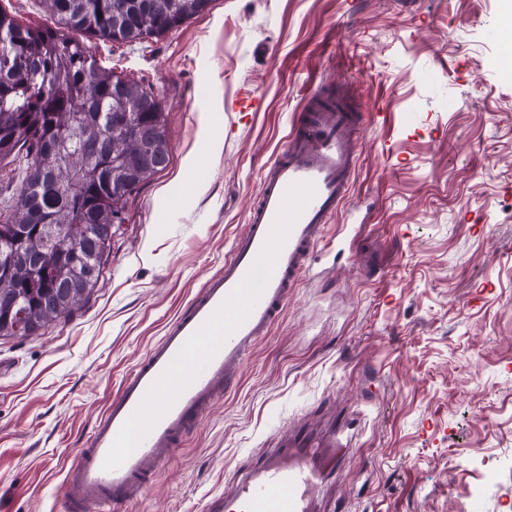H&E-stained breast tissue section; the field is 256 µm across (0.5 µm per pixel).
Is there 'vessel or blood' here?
<instances>
[{"label": "vessel or blood", "instance_id": "1", "mask_svg": "<svg viewBox=\"0 0 512 512\" xmlns=\"http://www.w3.org/2000/svg\"><path fill=\"white\" fill-rule=\"evenodd\" d=\"M357 121L339 99L308 100L286 146L262 172L245 231L210 277L121 381L88 447L65 468L63 512H119L145 496L200 413L229 390L255 344L270 333L324 232L349 196ZM335 440L273 448L243 466L233 493L209 512H317L326 473L341 465Z\"/></svg>", "mask_w": 512, "mask_h": 512}]
</instances>
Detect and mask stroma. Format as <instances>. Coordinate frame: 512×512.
Listing matches in <instances>:
<instances>
[{
	"instance_id": "1",
	"label": "stroma",
	"mask_w": 512,
	"mask_h": 512,
	"mask_svg": "<svg viewBox=\"0 0 512 512\" xmlns=\"http://www.w3.org/2000/svg\"><path fill=\"white\" fill-rule=\"evenodd\" d=\"M512 0H213L163 36L91 39L150 87L168 167L138 187L90 300L0 336V512H61L64 466L247 223L317 84L357 111L350 197L269 336L124 512H208L241 466L348 413L324 512H512ZM250 90L242 114L238 97ZM359 223L354 243L341 225Z\"/></svg>"
}]
</instances>
